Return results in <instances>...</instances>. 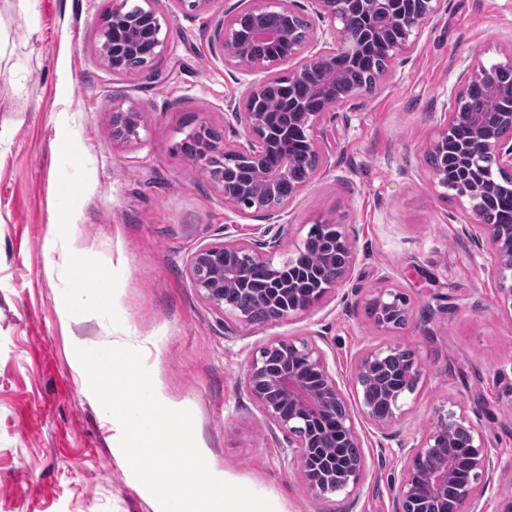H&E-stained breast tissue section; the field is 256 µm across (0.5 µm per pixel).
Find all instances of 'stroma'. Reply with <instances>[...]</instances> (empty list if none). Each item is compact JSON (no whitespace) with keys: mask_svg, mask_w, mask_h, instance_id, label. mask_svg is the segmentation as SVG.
Wrapping results in <instances>:
<instances>
[{"mask_svg":"<svg viewBox=\"0 0 512 512\" xmlns=\"http://www.w3.org/2000/svg\"><path fill=\"white\" fill-rule=\"evenodd\" d=\"M251 0L174 10L152 72L115 75L98 53L113 0H0V512H155L119 447L121 427L90 390L76 347L139 350L156 394L190 410L212 474L250 487L275 512H393L394 452L438 413L479 424L512 462V308L490 277L496 257L463 232L471 218L430 181L428 146L455 106L467 69L512 58V0H442L414 48L374 92L339 103L324 126L331 167L282 216V261L312 225L350 224V279L305 314L224 333L195 288L190 254L251 237L220 189L183 151L193 129L224 127L240 87L211 38L223 14ZM134 108L136 142L112 139V114ZM77 193L61 211L58 192ZM110 270L107 306L76 287L61 252ZM405 293L413 320L392 333L363 296ZM314 340L344 389L364 348L412 349L416 387L401 399L398 441L360 411L367 471L356 496H318L285 462L288 439L247 393L253 355L280 337Z\"/></svg>","mask_w":512,"mask_h":512,"instance_id":"1","label":"stroma"}]
</instances>
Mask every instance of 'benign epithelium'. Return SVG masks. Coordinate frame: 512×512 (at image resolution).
Here are the masks:
<instances>
[{"mask_svg": "<svg viewBox=\"0 0 512 512\" xmlns=\"http://www.w3.org/2000/svg\"><path fill=\"white\" fill-rule=\"evenodd\" d=\"M178 8L195 10L209 0H145V6L136 16L117 5L106 13L101 30L99 52L117 75L150 68L162 54L167 42L166 29L172 11L164 9L162 2ZM316 20L307 21V29L300 32L292 27L286 30H270L263 26L268 7L254 4L233 15L220 19L213 30V45L224 66L240 72H257L263 77L245 85L241 93L242 104L231 102L224 113V124L232 129L233 139H222L213 134L207 124H200L184 142L183 149L201 169L213 174L214 183L224 196V204L240 217H251L268 224L262 234L249 241L238 239L222 243L205 244L197 248L188 260V273L195 288L215 309L224 314L232 325H224V331L236 334V327L248 325V314L228 307L224 303V288L235 287L244 277L242 260L249 256L258 264L266 265L268 287L255 293L257 303L266 310V321L280 322L309 311L328 293L342 287L348 280L355 262L351 233L341 224L325 223L321 228L336 232V243L348 253L346 265L338 270L329 257L312 271L319 281L318 296L311 301L299 297V283L280 281L278 269L271 264L270 254L277 250L281 240L288 236L289 225L280 223L281 213L293 199L315 179L318 170L309 171L306 179L297 184L292 192L279 195L281 182L288 177L293 157L282 143L267 136L268 113L260 103L274 83L306 81L312 85L318 97L307 102L288 100L284 119L290 128L306 134L310 152L321 157L325 168H330L329 155L324 150L326 130L321 128L323 116L335 109L336 102L327 98L336 92L337 56L342 52L356 53L367 35L355 21L357 0H310ZM441 0H417L416 9L398 13L397 22L405 30L403 42L390 48L397 56L413 46L411 37L420 27L437 14ZM253 20L252 36L270 44L288 47V55L256 56L247 42L239 37L237 25L245 16ZM328 22L326 28L317 30L315 21ZM295 66L286 75L279 67L289 61ZM472 78H461L462 86L457 94V108L450 113L448 123L434 138L430 153L446 154L453 131L460 126L472 129V138L457 147L458 161L469 166L477 154L490 151L497 157L503 170H512V143L497 134L501 125L512 127V102L501 111L480 119L466 109L465 94ZM141 114L133 110L112 113V139L130 142L139 139ZM247 165L266 168L263 182L230 181L224 175L228 165ZM473 223L466 225V232L476 246L488 243L497 255V265L492 276L504 284L512 273V232H504L497 225L485 224L474 214ZM365 306L375 309L373 319L377 329L389 332L395 322L403 318L407 325L411 319L408 300L397 296L392 288H372L363 296ZM395 349H367L361 352L354 364L353 388L360 410L365 419L387 439L397 436L394 428L400 417L399 400L405 389H398L391 378L384 376L382 356ZM375 375L382 376L378 397L391 405V410L377 413L371 398L364 391V382ZM244 385L262 412L275 426L288 434L292 441L291 463L301 474L308 489L317 495L338 490L351 496L360 489L365 478V458L357 453L341 462L344 471L341 488L326 474L312 468L311 461L321 455L328 466L336 467V449L331 440L340 436L352 448H362V440L350 413L337 418L336 408L346 403L345 393L332 374L324 351L316 343L297 337L271 340L259 355L254 357L246 370ZM332 422L336 432H316L310 437H297L293 430L297 425L312 420ZM458 423L453 412L438 414L430 431L409 448L400 447L395 458L400 464L399 477L394 480L390 492L396 503L395 512H420V507L441 503L448 499V486L456 485V512H480L479 502L485 493L494 488L497 479L509 466L501 464L488 447L485 435L477 426L471 427V439L466 454L462 455L450 443V434ZM471 474L468 482L458 481L460 466Z\"/></svg>", "mask_w": 512, "mask_h": 512, "instance_id": "obj_1", "label": "benign epithelium"}]
</instances>
